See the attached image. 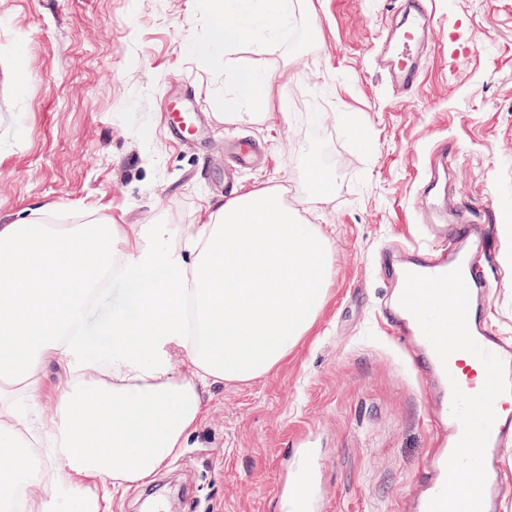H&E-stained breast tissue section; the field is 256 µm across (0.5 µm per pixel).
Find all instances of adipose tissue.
Masks as SVG:
<instances>
[{
    "label": "adipose tissue",
    "instance_id": "obj_1",
    "mask_svg": "<svg viewBox=\"0 0 512 512\" xmlns=\"http://www.w3.org/2000/svg\"><path fill=\"white\" fill-rule=\"evenodd\" d=\"M293 0H218L204 67L262 33H281ZM271 78L239 68L225 121L266 116ZM328 238L279 194L211 201L183 231L143 224H0V498L10 512H111L150 482L198 427L207 388L277 368L323 310ZM127 309L90 324L112 282ZM58 369L51 413L35 402ZM63 463L66 473L52 477Z\"/></svg>",
    "mask_w": 512,
    "mask_h": 512
}]
</instances>
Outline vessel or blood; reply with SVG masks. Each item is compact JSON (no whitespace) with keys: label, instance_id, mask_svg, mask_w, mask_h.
Masks as SVG:
<instances>
[{"label":"vessel or blood","instance_id":"1","mask_svg":"<svg viewBox=\"0 0 512 512\" xmlns=\"http://www.w3.org/2000/svg\"><path fill=\"white\" fill-rule=\"evenodd\" d=\"M437 20L432 0H397L394 18L385 28L376 44V56L387 70L392 85L402 93L410 92L423 70L425 57L422 45L428 41ZM176 119L173 135L183 141L197 138L202 129V115L193 99L187 98L174 107ZM460 269L469 293L485 288L486 281L474 263V245L471 241L456 239L453 247L440 248L425 241L407 247L400 255H386L380 270L394 280L397 289L381 305V312L392 336L412 353V365L422 375L426 388L438 396L436 421L448 440L434 456L421 480L424 493L414 503L413 512H427L430 500L441 490L446 479V464L462 427L451 414L450 379H457L465 393H473V386L463 380L459 371L460 353H453L448 362H440L432 345L424 337L416 319L399 303L400 289L407 273L435 276ZM468 328L472 337L488 352L498 356L505 365V375L512 383V344L495 336L487 327L484 310L477 302L468 307ZM496 420L491 428L485 451L487 474L483 512H502L504 496L512 486V473L499 462L496 450L503 439L512 436V392L500 395L494 402ZM300 492L295 500L284 503L286 512H312L315 503L314 474L307 457H300L297 465Z\"/></svg>","mask_w":512,"mask_h":512}]
</instances>
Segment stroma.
<instances>
[{
    "label": "stroma",
    "mask_w": 512,
    "mask_h": 512,
    "mask_svg": "<svg viewBox=\"0 0 512 512\" xmlns=\"http://www.w3.org/2000/svg\"><path fill=\"white\" fill-rule=\"evenodd\" d=\"M433 8L427 67L399 96L373 63L395 0H299L287 39L227 55L230 66L269 71L287 112L228 123L223 72L191 54L207 40L213 0H0V224L34 209L47 224L127 232L201 223L225 194V139L245 136L269 162L239 169L238 189L283 187L333 251L309 335L266 376L210 387L185 448L112 512H142L158 496L177 512H283L305 451L321 512H408L441 435L429 423L434 400L380 316L382 250L420 242L429 224L447 237L441 203L471 211L488 326L512 342V0ZM190 95L207 123L200 143L176 144L164 112ZM440 144L459 149L441 199L422 185ZM314 157L335 178L319 205L308 201Z\"/></svg>",
    "instance_id": "1"
}]
</instances>
